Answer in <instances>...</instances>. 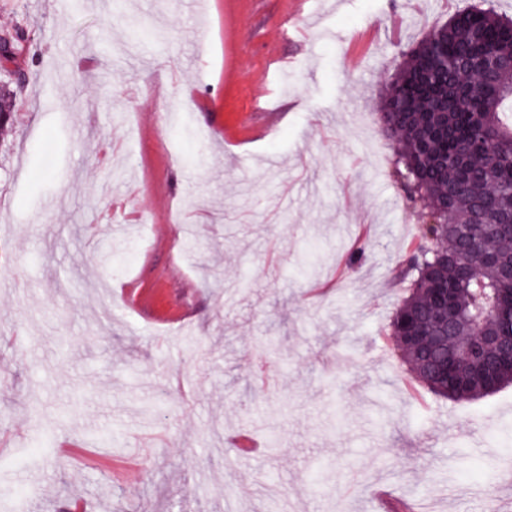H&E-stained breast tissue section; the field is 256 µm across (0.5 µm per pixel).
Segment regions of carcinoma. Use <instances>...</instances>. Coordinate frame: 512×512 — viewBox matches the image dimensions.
<instances>
[{"instance_id": "cac0c4a2", "label": "carcinoma", "mask_w": 512, "mask_h": 512, "mask_svg": "<svg viewBox=\"0 0 512 512\" xmlns=\"http://www.w3.org/2000/svg\"><path fill=\"white\" fill-rule=\"evenodd\" d=\"M29 50L25 30L0 35V56ZM381 105L407 197L438 215L433 238L399 264L409 293L387 328L416 381L451 401L512 384L500 352L512 334V19L495 0L456 11L404 52ZM17 92L0 87V136L13 125ZM437 288L453 291L448 320L434 313ZM497 341L473 357L461 347L477 328Z\"/></svg>"}]
</instances>
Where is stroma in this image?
Masks as SVG:
<instances>
[{
    "instance_id": "stroma-1",
    "label": "stroma",
    "mask_w": 512,
    "mask_h": 512,
    "mask_svg": "<svg viewBox=\"0 0 512 512\" xmlns=\"http://www.w3.org/2000/svg\"><path fill=\"white\" fill-rule=\"evenodd\" d=\"M480 2L310 0L289 37L290 0H0V29L35 34L0 58V85L27 80L0 149V495L16 512H378L380 490L485 512L503 494L512 386L437 398L387 334L423 220L377 106L401 50ZM74 49L97 68L62 74ZM258 99L278 115L263 137ZM116 198L143 217L119 242L102 222ZM128 282L163 312L189 287V318L143 320ZM240 432L258 455L229 446ZM224 485L238 497L210 496Z\"/></svg>"
}]
</instances>
